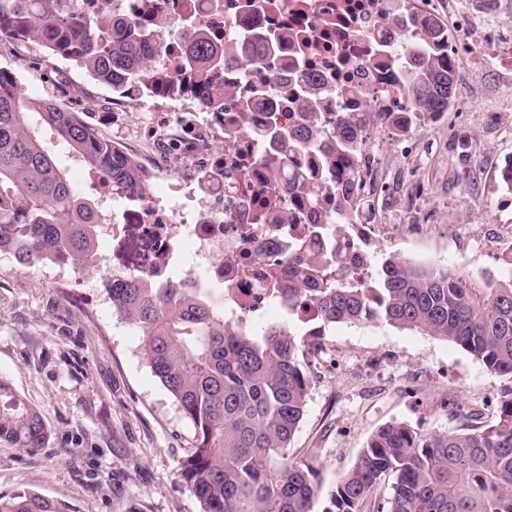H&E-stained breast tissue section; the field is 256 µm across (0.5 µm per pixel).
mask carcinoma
<instances>
[{"mask_svg":"<svg viewBox=\"0 0 512 512\" xmlns=\"http://www.w3.org/2000/svg\"><path fill=\"white\" fill-rule=\"evenodd\" d=\"M62 0H0V37L35 42L71 60L116 91L192 97L208 110H224L234 87L224 71L257 58L274 70V41L261 35L249 54L214 41L205 30L185 27L181 74L160 80L151 46L160 54L166 35L153 25L75 15ZM418 36L393 48L379 45L391 71L398 110L377 103L360 112H338L331 131L316 112L320 82L303 80L298 112L288 128L270 108L262 128H244L280 155L273 178L288 188L305 214L309 238L297 242L288 317L305 305L318 320L384 322L454 343L505 379L495 421L485 427L473 412L457 414L450 430L421 433L390 422L372 433L353 466L324 485L317 468L290 453L306 406L309 374L305 344L287 323L254 329L253 315H224V289L186 288L143 268L151 246L142 242L133 271L114 273L104 292L118 314L143 336L154 377L196 430L180 477L200 512H512V254L507 273L480 283L443 266L413 263L392 254H366L367 272L354 276L332 251L329 225L342 234L360 223L362 149L373 121L397 135L441 115L453 104L455 57L448 25L435 15L410 10L397 22ZM68 150L103 178L110 192L129 203L147 201L150 175L116 142L106 141L74 113L49 98L27 97L14 71L0 68V254L22 266L83 265L93 261L98 227L107 222L99 205L82 196L55 158ZM308 153L321 162L316 176L296 165ZM20 448L43 447L47 429L40 415L0 379V439ZM393 477L389 495L378 497L380 480ZM0 512H67L36 492L0 499Z\"/></svg>","mask_w":512,"mask_h":512,"instance_id":"obj_1","label":"carcinoma"}]
</instances>
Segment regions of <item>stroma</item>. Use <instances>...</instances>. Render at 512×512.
Wrapping results in <instances>:
<instances>
[{
	"mask_svg": "<svg viewBox=\"0 0 512 512\" xmlns=\"http://www.w3.org/2000/svg\"><path fill=\"white\" fill-rule=\"evenodd\" d=\"M500 49L457 62L453 106L402 136H377L380 190L364 221L369 249L438 264L481 280L503 272L500 242L512 236V192L499 174L512 159V0H500ZM0 67L16 72L29 97H52L109 141L134 145L157 98H119L74 62L33 43L0 39ZM78 192L101 198L98 177L59 150ZM118 239L100 234L84 266H19L0 254V379L42 417L45 445L0 440V496L34 491L70 512H199L179 467L195 440L191 421L153 376L139 329L107 301L103 280L122 268ZM304 360L310 388L290 444L325 485L354 464L370 435L389 422L419 432L455 422L450 397L492 423L503 380L459 346L384 323H337L320 330Z\"/></svg>",
	"mask_w": 512,
	"mask_h": 512,
	"instance_id": "1",
	"label": "stroma"
}]
</instances>
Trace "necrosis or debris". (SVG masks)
I'll use <instances>...</instances> for the list:
<instances>
[{"instance_id":"obj_1","label":"necrosis or debris","mask_w":512,"mask_h":512,"mask_svg":"<svg viewBox=\"0 0 512 512\" xmlns=\"http://www.w3.org/2000/svg\"><path fill=\"white\" fill-rule=\"evenodd\" d=\"M83 13H121L136 20L163 22L169 33L157 71L175 76L183 56L178 37L182 27L194 23L227 45L236 44L240 33L258 32L282 25L286 32L274 73H266L261 61L250 71L267 79L270 101L280 112L293 111L285 90L303 74L321 79L319 110L342 111L346 88L358 86L367 98L382 103L389 94L386 69L367 64V48L377 24L402 9L401 0H258V8L246 0H77ZM236 94L224 105L225 117L216 121L199 113L182 114L170 122L165 111L154 112L139 139L144 156L182 160L188 175L171 185L182 200V212L150 201L121 212L123 224L139 225L155 247L151 272L178 273L188 284L223 289L224 304L234 315L261 313L279 303L275 289L288 279V244L303 232L300 224H263L260 203L276 195L287 205L284 187L269 185V172L279 163L269 149L258 150L250 135L229 138L226 117L237 125L257 127L265 114L249 95L238 73L224 75Z\"/></svg>"}]
</instances>
